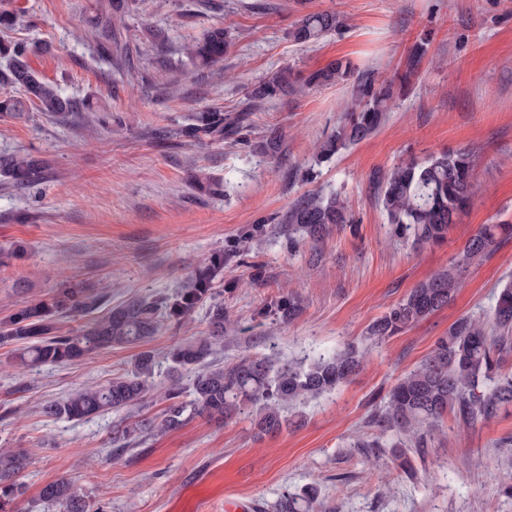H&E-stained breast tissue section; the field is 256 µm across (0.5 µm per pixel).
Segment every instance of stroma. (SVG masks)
<instances>
[{"mask_svg": "<svg viewBox=\"0 0 512 512\" xmlns=\"http://www.w3.org/2000/svg\"><path fill=\"white\" fill-rule=\"evenodd\" d=\"M26 16L0 42L37 45L32 65L85 109L62 123L32 111L0 119V152L45 160L41 192L0 186V318L72 282L111 288L110 305L168 294L213 252L239 249L217 292L224 346L211 363L243 354L316 357L367 346L370 324L420 282L450 266L481 225L512 224V0H23ZM332 11L348 27L304 48L288 36L301 15ZM213 27L230 43L222 62L193 68L185 43ZM427 51L405 94L369 139L316 163L315 147L357 82L252 105L253 86L280 68L310 72L343 58L376 83L399 82L411 48ZM247 118L223 142L181 135L193 112ZM282 138L272 158L257 147ZM479 150L477 194L438 246L392 236L376 199L379 176L402 158ZM200 183H192V176ZM341 191L351 226L318 245H291L281 216L302 196ZM512 278V238L474 261L448 306L405 333L369 346L347 384L287 409L290 426L257 437L250 419L193 417L178 430L116 451L115 414L47 417L44 401L130 370L135 346L72 364L17 367L0 345V448L31 457L10 512H45L42 488L68 477L105 512H224L253 508L314 484L328 512H512V406L472 427L447 413L424 453L369 420L396 379L464 316L489 318ZM299 296L292 322L258 316ZM208 304L149 343L164 360L207 328ZM380 439L378 449L360 440Z\"/></svg>", "mask_w": 512, "mask_h": 512, "instance_id": "obj_1", "label": "stroma"}]
</instances>
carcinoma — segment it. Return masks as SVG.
<instances>
[{
	"label": "carcinoma",
	"instance_id": "cac0c4a2",
	"mask_svg": "<svg viewBox=\"0 0 512 512\" xmlns=\"http://www.w3.org/2000/svg\"><path fill=\"white\" fill-rule=\"evenodd\" d=\"M26 8L13 4L0 8V28L15 26ZM347 28L336 12L308 13L296 20L289 37L307 46L324 36ZM229 46L224 29L214 27L203 37L188 42L187 57L199 67H210L224 59ZM426 42L417 44L408 58L400 84L375 85L365 80L360 96L317 147L316 158L326 162L339 152L373 136L387 119L397 98L405 92L410 76L418 67ZM36 47L24 42L0 43L5 68L0 78L20 89V95L0 97V117L22 119L36 110L66 121L80 110V104L62 95L58 87L37 74L31 64ZM354 77L350 61L338 59L309 73L298 82L291 69L282 68L265 77L249 92L260 103L294 96L306 89L341 84ZM243 115L225 117L224 111L207 108L193 113L182 131L188 141L201 137L224 141V130L234 129ZM480 155L473 150L443 152L426 158L409 157L394 165L379 180L378 200L393 234L415 247L442 244L452 224L472 203L478 185L475 172ZM48 180L44 161L31 154L0 153V182L21 189H37ZM281 223L299 234L300 241L317 244L346 224L354 223L348 201L340 193L327 196L307 194L282 216ZM512 238V224H484L465 244L448 269L434 275L377 318L368 329V340L397 336L448 305L462 286L464 269L492 251L504 239ZM234 255L214 252L196 267L189 283L173 294L133 297L66 333L62 322L86 316L107 299L104 292H92L76 284L56 290L48 299L24 304L0 318V345L20 344L17 362L29 369L45 364L69 363L113 346L144 345L162 329L163 322L182 323L197 306L211 301L204 335L173 346L167 353L166 381L155 383L156 357L151 350L139 353L133 370L114 377L104 385L80 387L66 397L41 405L51 418L82 420L116 413L121 415L112 429V442L121 446L139 443L152 435L180 429L193 415L226 422L249 417L260 434H273L288 422L286 408L330 393L347 383L360 369L364 352L347 347L334 356L309 361L284 360L276 353L244 355L224 367L205 361L224 341V301L215 288L224 282V270ZM301 311L300 300L282 297L259 311L279 323L293 321ZM493 324L462 317L435 342L432 352L412 370L401 375L384 397L372 423L381 432L405 437L416 450L427 446L443 415L453 411L466 425L494 418L501 408L512 405V373L504 371L506 356L512 352V281L499 288L493 306ZM159 396L166 403L155 417L130 415L131 409ZM191 396V402L183 400ZM30 463L24 450L0 453V512L20 494L17 475ZM58 512H101L90 496L68 478L46 485L41 493ZM318 491L307 487L284 491L263 512H311Z\"/></svg>",
	"mask_w": 512,
	"mask_h": 512
}]
</instances>
